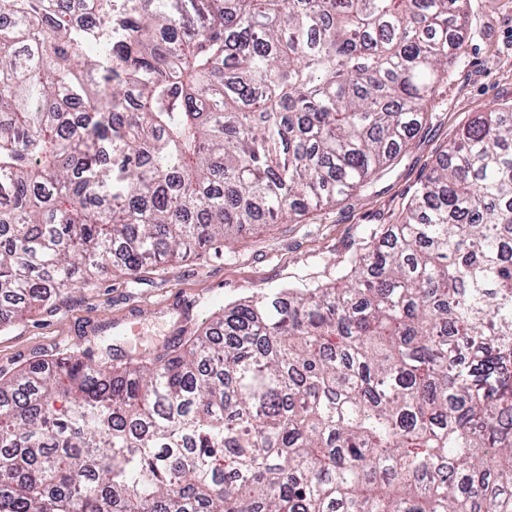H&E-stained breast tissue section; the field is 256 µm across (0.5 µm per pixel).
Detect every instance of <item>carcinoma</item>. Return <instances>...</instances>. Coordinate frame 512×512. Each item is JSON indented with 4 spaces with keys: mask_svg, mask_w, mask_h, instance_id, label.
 <instances>
[{
    "mask_svg": "<svg viewBox=\"0 0 512 512\" xmlns=\"http://www.w3.org/2000/svg\"><path fill=\"white\" fill-rule=\"evenodd\" d=\"M469 0H0V320L334 204ZM0 512H512V107L336 285L0 375Z\"/></svg>",
    "mask_w": 512,
    "mask_h": 512,
    "instance_id": "cac0c4a2",
    "label": "carcinoma"
}]
</instances>
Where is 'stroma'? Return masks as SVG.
Listing matches in <instances>:
<instances>
[{
    "mask_svg": "<svg viewBox=\"0 0 512 512\" xmlns=\"http://www.w3.org/2000/svg\"><path fill=\"white\" fill-rule=\"evenodd\" d=\"M512 105V0H470L464 44L399 158L360 191L280 224H259L232 248L200 250L105 275L0 328V373L110 343L128 358L179 330L200 333L230 302L302 282L330 284L369 228L394 224L442 150L479 112Z\"/></svg>",
    "mask_w": 512,
    "mask_h": 512,
    "instance_id": "35a3bbf8",
    "label": "stroma"
}]
</instances>
